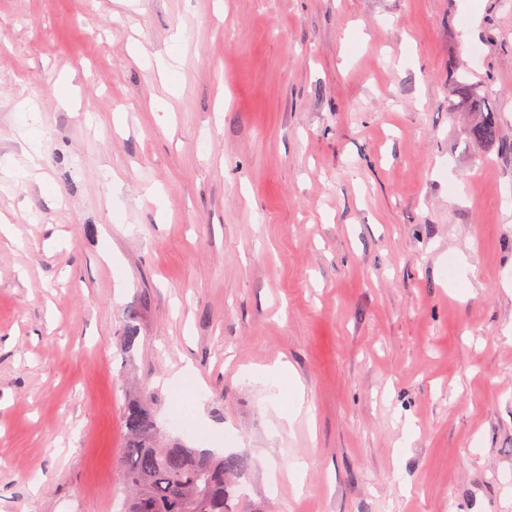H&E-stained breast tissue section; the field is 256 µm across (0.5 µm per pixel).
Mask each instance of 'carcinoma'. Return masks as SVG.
I'll list each match as a JSON object with an SVG mask.
<instances>
[{
    "label": "carcinoma",
    "mask_w": 512,
    "mask_h": 512,
    "mask_svg": "<svg viewBox=\"0 0 512 512\" xmlns=\"http://www.w3.org/2000/svg\"><path fill=\"white\" fill-rule=\"evenodd\" d=\"M470 136L477 143L497 141L496 117L485 113ZM123 424L127 443L114 465L128 491L124 512H231L241 458L214 457L178 441L158 447L156 418L143 397L127 399Z\"/></svg>",
    "instance_id": "carcinoma-1"
}]
</instances>
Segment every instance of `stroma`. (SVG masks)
<instances>
[{
	"mask_svg": "<svg viewBox=\"0 0 512 512\" xmlns=\"http://www.w3.org/2000/svg\"><path fill=\"white\" fill-rule=\"evenodd\" d=\"M3 160L0 512H122L129 389L241 512H512V0H0ZM492 112L485 113L472 126L470 131L471 139L477 143H493L499 139V125ZM253 375L263 381L269 388H280L286 378L291 380L292 398L287 406L279 401L277 395H272L275 400L273 410L279 420V428L283 430L285 427H288V424L291 425L301 413L306 402L301 382L294 375L288 374V370L284 364H276L272 367L256 370L253 372Z\"/></svg>",
	"mask_w": 512,
	"mask_h": 512,
	"instance_id": "1",
	"label": "stroma"
}]
</instances>
